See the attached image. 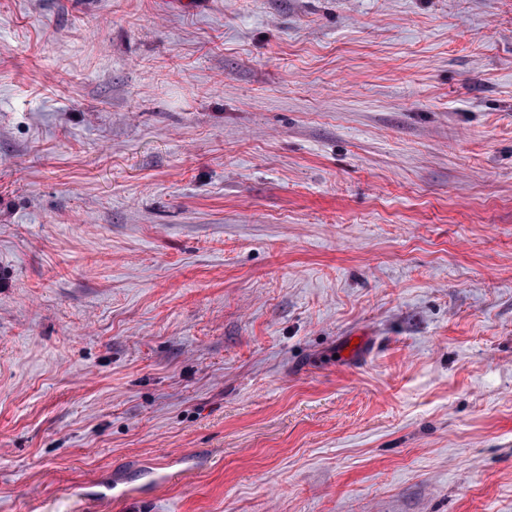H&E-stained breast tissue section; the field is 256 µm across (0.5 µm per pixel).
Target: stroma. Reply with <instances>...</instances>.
Returning a JSON list of instances; mask_svg holds the SVG:
<instances>
[{
    "mask_svg": "<svg viewBox=\"0 0 512 512\" xmlns=\"http://www.w3.org/2000/svg\"><path fill=\"white\" fill-rule=\"evenodd\" d=\"M0 512H512V0H0Z\"/></svg>",
    "mask_w": 512,
    "mask_h": 512,
    "instance_id": "35a3bbf8",
    "label": "stroma"
}]
</instances>
